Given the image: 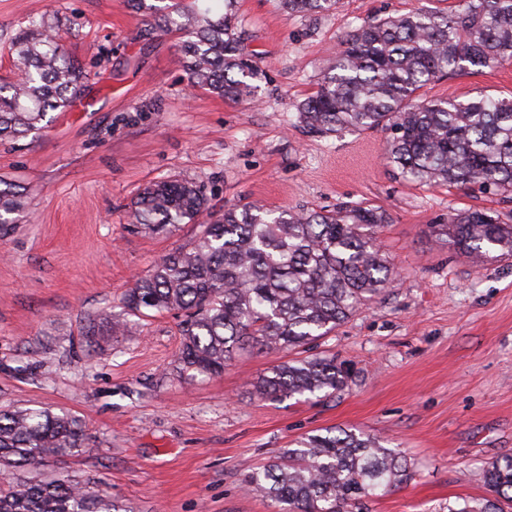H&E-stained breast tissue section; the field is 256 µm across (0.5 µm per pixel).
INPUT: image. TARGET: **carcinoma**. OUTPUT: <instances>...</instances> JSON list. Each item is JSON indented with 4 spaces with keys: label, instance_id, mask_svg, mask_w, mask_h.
I'll list each match as a JSON object with an SVG mask.
<instances>
[{
    "label": "carcinoma",
    "instance_id": "cac0c4a2",
    "mask_svg": "<svg viewBox=\"0 0 512 512\" xmlns=\"http://www.w3.org/2000/svg\"><path fill=\"white\" fill-rule=\"evenodd\" d=\"M159 35L181 38L179 64L188 82L236 103L256 93L263 73L235 32L236 0L222 13L179 0L171 11L130 0ZM339 0H280L289 14L330 10ZM17 73L0 81V141L42 129L50 112H67L85 96L91 73L69 54L61 25L32 17L12 41ZM512 62V0H459L443 10H411L349 31L318 89L297 106L309 131L389 132L386 158L403 178L512 199V96L426 100L436 79ZM203 188L158 181L128 211L130 226L168 234L206 211ZM28 218L24 194L0 180V233ZM391 222L381 208L271 213L258 205L230 207L201 225L196 241L163 255L132 279L122 313L89 322L87 336L135 333L137 318L181 314L182 376H212L248 342L292 352L334 332L388 285L393 267L379 233ZM448 246L474 262L498 250L512 255V214L466 210L431 225ZM349 371L334 357H293L253 382L264 398L330 396L348 387ZM82 423L48 408L0 409V512H126L112 497L67 475L18 480L88 447ZM408 463L394 448L359 429L309 434L244 481L281 512H368L366 501L404 480ZM485 479L495 500L448 512H497L512 501V455L490 463Z\"/></svg>",
    "mask_w": 512,
    "mask_h": 512
}]
</instances>
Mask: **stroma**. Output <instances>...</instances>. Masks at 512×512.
<instances>
[{
  "instance_id": "1",
  "label": "stroma",
  "mask_w": 512,
  "mask_h": 512,
  "mask_svg": "<svg viewBox=\"0 0 512 512\" xmlns=\"http://www.w3.org/2000/svg\"><path fill=\"white\" fill-rule=\"evenodd\" d=\"M457 0H340L287 15L278 0H238L237 33L265 78L231 103L191 89L181 40L149 34L127 0H0V78L11 77L21 22L48 15L98 89L92 106L57 112L38 134L0 142V179L23 191L30 217L0 236V406L78 417L82 453L53 470L89 482L128 512H278L243 479L313 431L349 426L400 450L410 475L371 512H448L491 498L487 465L512 454V256L471 261L429 227L464 209L512 212V202L402 179L384 157L386 134L307 132L295 106L314 92L366 22ZM512 95V65L449 76L427 99ZM204 187L207 216L258 203L273 212L365 202L385 209L387 288L315 354L352 369L328 398L258 397L253 381L284 361L247 346L221 376L176 369L178 319L145 321L140 335L99 336L89 319L119 312L132 276L191 243L198 224L167 235L130 229L127 211L148 184Z\"/></svg>"
}]
</instances>
